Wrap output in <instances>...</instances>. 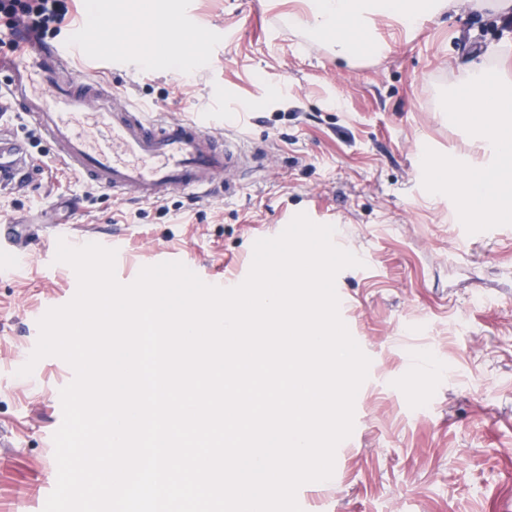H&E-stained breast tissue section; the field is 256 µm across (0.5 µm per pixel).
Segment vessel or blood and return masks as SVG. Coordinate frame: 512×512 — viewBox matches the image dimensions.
Masks as SVG:
<instances>
[{"label": "vessel or blood", "mask_w": 512, "mask_h": 512, "mask_svg": "<svg viewBox=\"0 0 512 512\" xmlns=\"http://www.w3.org/2000/svg\"><path fill=\"white\" fill-rule=\"evenodd\" d=\"M13 39L21 56L8 65L9 81L0 87V112L32 118L55 155L83 183L152 204L176 191L207 198L222 175L251 162L237 137L215 135L217 114L181 120L152 117L98 81L70 76L71 59L88 47L74 34L49 43L20 26ZM76 114L105 126L108 149L91 147L74 131L71 118ZM0 153L11 159L8 172L0 171V180L29 173L27 147L9 131L0 132ZM28 247L24 225L1 223L0 274H12Z\"/></svg>", "instance_id": "b4317fda"}]
</instances>
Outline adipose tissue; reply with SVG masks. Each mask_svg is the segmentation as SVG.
Listing matches in <instances>:
<instances>
[{
  "label": "adipose tissue",
  "instance_id": "adipose-tissue-1",
  "mask_svg": "<svg viewBox=\"0 0 512 512\" xmlns=\"http://www.w3.org/2000/svg\"><path fill=\"white\" fill-rule=\"evenodd\" d=\"M312 13L314 32L331 35L340 55L376 50V18H393L406 27L418 18L411 0H315Z\"/></svg>",
  "mask_w": 512,
  "mask_h": 512
}]
</instances>
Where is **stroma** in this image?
<instances>
[{"mask_svg": "<svg viewBox=\"0 0 512 512\" xmlns=\"http://www.w3.org/2000/svg\"><path fill=\"white\" fill-rule=\"evenodd\" d=\"M71 0L66 28L87 34L95 56L73 61L135 103L172 119L235 112L245 142L267 145L264 169L200 202L180 193L152 205L118 199L45 163L23 190L0 189V220L34 218L26 261L0 278V512H36L57 480L44 434L62 423L61 358L18 370L39 336L38 313L72 298L73 269L55 262L60 231L124 240L132 283L174 251L204 276L250 267L253 244L305 213L333 225L362 260L342 270L340 315L371 364L354 405L352 435L334 473L297 492L302 512H512V225L461 241L453 201L428 193L424 148L470 163L479 142L443 112L441 89L471 62L499 69L504 25L492 0L420 16L404 32L386 19L373 57H336L308 33L311 0ZM162 67L147 61L156 37L180 41ZM130 58L118 63L119 49ZM433 365L419 391L414 358Z\"/></svg>", "mask_w": 512, "mask_h": 512, "instance_id": "1", "label": "stroma"}]
</instances>
